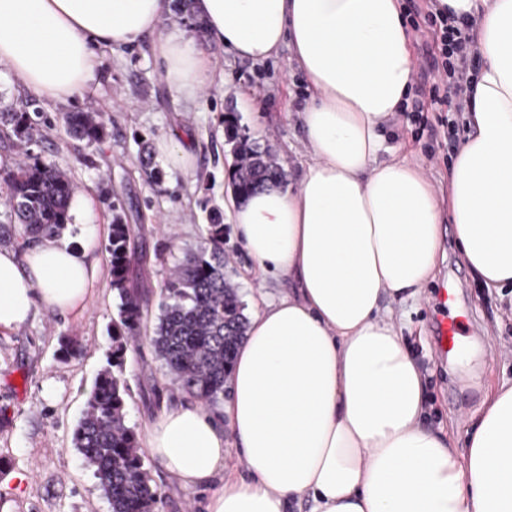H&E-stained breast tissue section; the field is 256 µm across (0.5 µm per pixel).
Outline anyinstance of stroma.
I'll list each match as a JSON object with an SVG mask.
<instances>
[{
  "label": "stroma",
  "instance_id": "obj_1",
  "mask_svg": "<svg viewBox=\"0 0 512 512\" xmlns=\"http://www.w3.org/2000/svg\"><path fill=\"white\" fill-rule=\"evenodd\" d=\"M195 39L224 79L194 101L170 97L148 39L136 48L102 50L90 90L64 101L40 99L0 66V108L26 102L53 123L32 151L67 170L75 183L67 233L74 236L82 225H97L94 254L104 283L77 312L62 316L41 309L18 329L0 330V512H111L72 437L112 346L109 327L116 298L104 245L113 200L121 201L127 223L145 228L136 246L145 257L137 283L147 304L141 335L130 346L124 367L130 388L127 421L143 437L163 407L186 400L157 358L151 335L169 268L186 250L200 246L208 209L223 207L229 195L227 174L235 159L225 144V113H234L252 139L271 145L289 179H296L310 159L296 118L306 96L300 75L290 66V49L255 64L224 52L203 32L196 31ZM84 110L104 114L107 135L102 143L89 145L69 136L65 114ZM451 117L442 102L430 103L428 112L419 115L404 109L394 138L407 146L409 159L441 191L448 188V166L465 136L464 130H449ZM184 133L191 137L192 170H170L159 154L155 161L166 168V176L158 183L146 181L139 173L140 143L152 146L160 138ZM226 248L243 300L287 294V279L246 277L251 260L236 237H229ZM444 251L424 299L401 309L402 334L428 370L431 422L441 428L455 417H477L486 386L512 383V315L459 264L452 234L444 236ZM443 287L452 289L451 312L464 324L463 347L449 355L441 353L437 338L444 310L438 291ZM65 340L76 351L62 362L58 354ZM152 476L162 492L161 512H203L206 491L178 486L157 463Z\"/></svg>",
  "mask_w": 512,
  "mask_h": 512
}]
</instances>
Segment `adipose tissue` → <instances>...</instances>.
<instances>
[{"instance_id":"ef3b65f1","label":"adipose tissue","mask_w":512,"mask_h":512,"mask_svg":"<svg viewBox=\"0 0 512 512\" xmlns=\"http://www.w3.org/2000/svg\"><path fill=\"white\" fill-rule=\"evenodd\" d=\"M480 16L482 63L448 197L391 145L413 59L399 0H195L211 39L262 63L289 47L310 101L312 156L287 185L230 199L238 240L264 278L227 377L221 417L163 408L146 446L205 512H512V384L488 393L464 435L425 421L426 378L395 307L421 301L451 226L457 257L488 293L512 288V0H436ZM168 0H0V64L47 101L83 92L98 54L152 37L176 99L216 66L165 23ZM80 241L0 249V330L38 309L68 315L101 288ZM237 449L238 462L229 451Z\"/></svg>"}]
</instances>
